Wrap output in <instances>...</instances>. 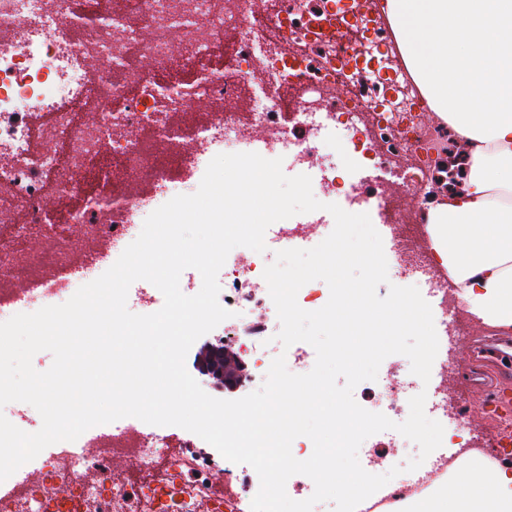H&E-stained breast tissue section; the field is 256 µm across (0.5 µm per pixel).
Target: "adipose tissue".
Wrapping results in <instances>:
<instances>
[{"mask_svg": "<svg viewBox=\"0 0 512 512\" xmlns=\"http://www.w3.org/2000/svg\"><path fill=\"white\" fill-rule=\"evenodd\" d=\"M429 111L468 159L427 215L435 260L471 317L512 328V0H380ZM448 512H512V468L467 462Z\"/></svg>", "mask_w": 512, "mask_h": 512, "instance_id": "ef3b65f1", "label": "adipose tissue"}]
</instances>
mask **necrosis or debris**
I'll list each match as a JSON object with an SVG mask.
<instances>
[{"instance_id":"4bbe7bcc","label":"necrosis or debris","mask_w":512,"mask_h":512,"mask_svg":"<svg viewBox=\"0 0 512 512\" xmlns=\"http://www.w3.org/2000/svg\"><path fill=\"white\" fill-rule=\"evenodd\" d=\"M71 12L72 0H8L0 9V30L13 35L0 43V209L25 216L0 225V317H12L19 304L66 302L118 260L147 216L181 194L155 147L201 176L211 148L240 153L260 144L265 158L286 155L302 173H318L322 200L341 196L357 212L384 215L395 230L390 270L424 275L438 298L439 326L456 323L461 299L434 266L424 235L436 160L451 151L447 128L426 113L376 0H232L228 8L222 0H132L130 14H100L101 29L120 31V39L92 45L60 38L59 21ZM228 18L240 34L232 64L205 67L206 48L223 41ZM91 49L111 60V70L91 74ZM146 58L155 64L149 77L141 70ZM190 100L206 105L199 121H169L168 112ZM318 110L330 121L346 116L357 162L370 176L337 183L313 123ZM35 112L50 114L46 135L66 144V155L34 148ZM142 180L159 186L160 196H136L131 187ZM311 231L308 222L277 221L265 232L264 253L235 248L219 272V302L233 316L211 343L239 354L245 388L263 383L277 356L302 371L311 363L307 343L285 353L272 341L279 320L263 278L277 251L298 247ZM421 392L444 428L442 445L421 476L377 491L380 512H406L416 495L447 482L464 456H486L472 442L477 421L448 413L447 336L439 338L429 383L391 356L354 397L402 422L409 398ZM92 432L96 440L80 457L57 443L28 485L0 494V512H250L255 470L196 434L144 422ZM118 456L139 464L116 470Z\"/></svg>"}]
</instances>
